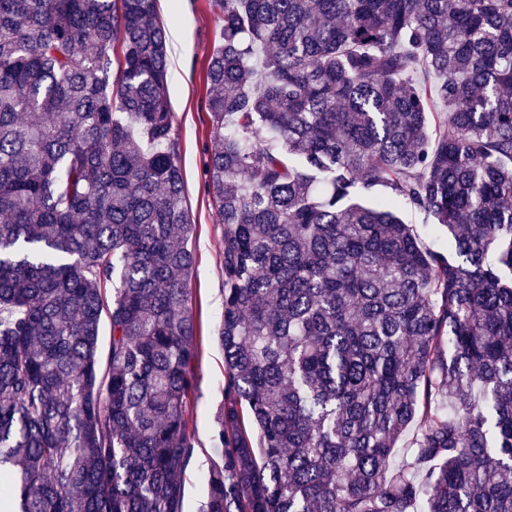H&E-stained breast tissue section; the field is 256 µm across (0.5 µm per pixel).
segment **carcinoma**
Segmentation results:
<instances>
[{
	"mask_svg": "<svg viewBox=\"0 0 512 512\" xmlns=\"http://www.w3.org/2000/svg\"><path fill=\"white\" fill-rule=\"evenodd\" d=\"M212 2L203 512H512V0ZM155 4L0 0V512H182L194 255ZM402 218L407 224H412L423 238L424 242L435 249H444L448 247V236L445 231L435 230L430 226H425L423 214L414 210H405L401 213Z\"/></svg>",
	"mask_w": 512,
	"mask_h": 512,
	"instance_id": "1",
	"label": "carcinoma"
}]
</instances>
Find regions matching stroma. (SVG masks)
I'll return each mask as SVG.
<instances>
[{"label":"stroma","mask_w":512,"mask_h":512,"mask_svg":"<svg viewBox=\"0 0 512 512\" xmlns=\"http://www.w3.org/2000/svg\"><path fill=\"white\" fill-rule=\"evenodd\" d=\"M156 20L177 37L167 48L169 103L175 154L184 174V208L193 226L189 246L194 265L188 288L196 325V380L186 407L193 454L185 473L183 512H201L208 469L221 459L213 427L224 406V352L218 341L224 308V226L204 176L214 148L207 65L222 20L211 0H157Z\"/></svg>","instance_id":"35a3bbf8"}]
</instances>
